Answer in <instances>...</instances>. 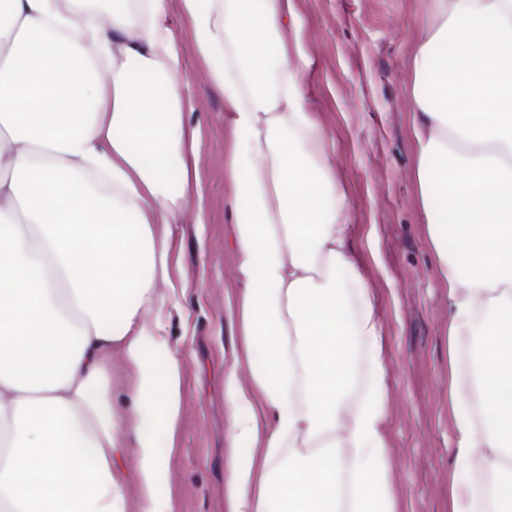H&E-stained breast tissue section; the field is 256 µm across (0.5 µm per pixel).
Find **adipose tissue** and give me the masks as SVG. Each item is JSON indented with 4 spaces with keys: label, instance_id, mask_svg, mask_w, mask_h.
<instances>
[{
    "label": "adipose tissue",
    "instance_id": "1",
    "mask_svg": "<svg viewBox=\"0 0 512 512\" xmlns=\"http://www.w3.org/2000/svg\"><path fill=\"white\" fill-rule=\"evenodd\" d=\"M224 95L242 290L262 362L224 374L226 512H396L383 325L353 258L349 200L302 90L292 0H180ZM411 58L418 200L448 289V398L476 400L454 454L494 482L449 512H512V0H431ZM164 96H157V88ZM169 0H0V512H164L154 435L174 432L181 360L158 283L195 149ZM119 324H112V314ZM120 355L135 379L114 410ZM365 372H358V360ZM249 414H241V407ZM251 448L249 458L238 450ZM120 466L127 475L125 490L127 511L138 512L140 511V499L137 483L134 479L136 461L133 450H128L125 459L121 460Z\"/></svg>",
    "mask_w": 512,
    "mask_h": 512
}]
</instances>
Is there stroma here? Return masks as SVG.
Wrapping results in <instances>:
<instances>
[{
	"mask_svg": "<svg viewBox=\"0 0 512 512\" xmlns=\"http://www.w3.org/2000/svg\"><path fill=\"white\" fill-rule=\"evenodd\" d=\"M429 0H294L312 59L310 111L329 130L336 180L350 202L353 249L383 321L389 400L384 432L397 512H448L449 450L465 404L448 401V290L421 222L415 179L410 61ZM188 87L180 112L196 138L200 210L170 225L166 340L182 358L174 434L157 430L171 512H225L229 408L224 370L241 349L224 309L239 283L232 185L224 169V97L207 81L191 26L172 8Z\"/></svg>",
	"mask_w": 512,
	"mask_h": 512,
	"instance_id": "stroma-1",
	"label": "stroma"
}]
</instances>
